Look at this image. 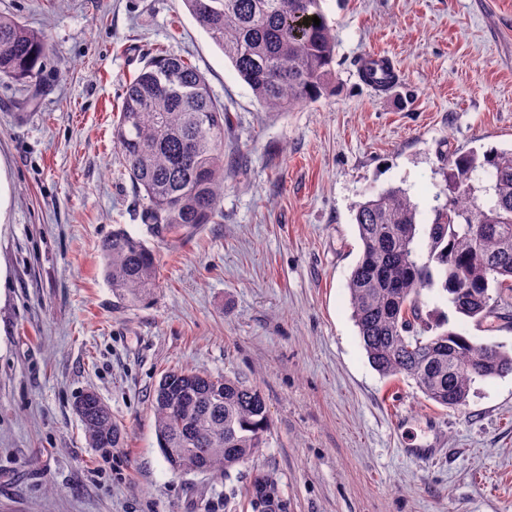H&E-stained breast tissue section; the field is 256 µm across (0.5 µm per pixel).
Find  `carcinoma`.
Returning <instances> with one entry per match:
<instances>
[{"mask_svg":"<svg viewBox=\"0 0 512 512\" xmlns=\"http://www.w3.org/2000/svg\"><path fill=\"white\" fill-rule=\"evenodd\" d=\"M254 97L272 112L317 100L330 85L336 41L320 0H185ZM321 19L320 24L311 18ZM310 22H305V19ZM43 31L0 14V78L19 83L40 72ZM231 118L205 76L186 59H151L126 86L112 124L146 219L160 235L215 224L224 198V131ZM492 180L485 203L476 179ZM443 205L421 230L407 193L390 187L355 206L362 250L348 277L351 316L372 367L415 381L444 408L466 404L477 379L512 373V351L477 345L452 329L429 334L424 292L437 291L456 313L483 323L512 292V149L471 152L448 161ZM427 237L426 252L417 236ZM103 274L123 304L156 288L157 259L145 241L118 227L102 244ZM155 432L175 473L231 471L264 447L270 418L262 393L235 376L192 367L165 371L154 387ZM89 447L124 444L120 422L91 390L73 405ZM253 512H283L273 476L258 471L246 490Z\"/></svg>","mask_w":512,"mask_h":512,"instance_id":"cac0c4a2","label":"carcinoma"}]
</instances>
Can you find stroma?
<instances>
[{
    "mask_svg": "<svg viewBox=\"0 0 512 512\" xmlns=\"http://www.w3.org/2000/svg\"><path fill=\"white\" fill-rule=\"evenodd\" d=\"M320 7L332 87L275 114L184 0H0L50 44L34 84L0 82V512H252L259 469L284 512H512V374L475 381L459 410L426 400L371 367L347 288L356 203L399 187L432 223L449 158L512 147V0ZM160 53L204 73L233 116L224 152L241 160L221 218L184 239L151 235L112 143L124 86ZM372 53L394 63L386 90L359 73ZM119 225L157 257L159 286L135 306L102 275ZM427 302L472 341L512 349V306L479 325ZM173 367L261 390L271 428L252 464L170 470L150 402ZM86 390L123 447H88L73 411Z\"/></svg>",
    "mask_w": 512,
    "mask_h": 512,
    "instance_id": "stroma-1",
    "label": "stroma"
}]
</instances>
